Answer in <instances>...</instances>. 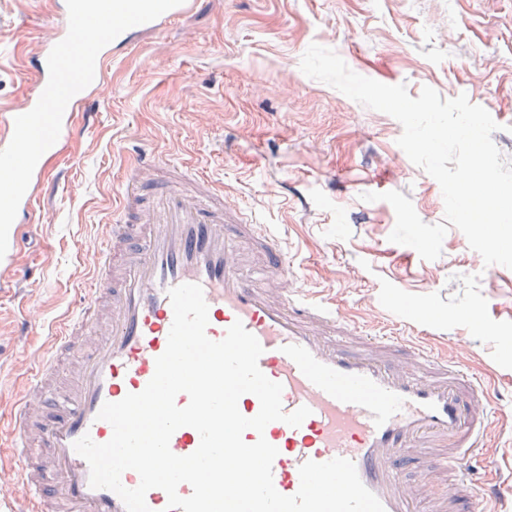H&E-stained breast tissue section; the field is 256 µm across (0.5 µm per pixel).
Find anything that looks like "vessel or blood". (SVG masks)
<instances>
[{
  "instance_id": "1",
  "label": "vessel or blood",
  "mask_w": 512,
  "mask_h": 512,
  "mask_svg": "<svg viewBox=\"0 0 512 512\" xmlns=\"http://www.w3.org/2000/svg\"><path fill=\"white\" fill-rule=\"evenodd\" d=\"M184 0L157 19L120 34L98 54L95 78L68 103L56 143L39 159L0 258V285L22 269V241L35 227L34 202L81 127L86 107L101 98L108 66L130 46L193 12ZM27 66L32 88L0 110V149L17 116L30 111L48 82L47 57L68 32L66 0ZM93 287L79 314L63 320L49 351L9 418L17 468L0 467V491L22 496L23 512H126L107 489L91 488L88 463L73 449L83 435L108 442L112 426L98 419L104 403L141 392L167 347L173 322L170 288L194 283L208 304L206 335L222 340L242 322L263 348L259 368L281 383L282 407L305 406L299 427L282 421L243 439L265 438L278 454L276 490L294 495L306 461L354 462L362 483L385 512H495L503 497L491 475L488 396L477 375L417 342L369 336L325 298L293 285L291 263L265 225L245 219L237 201L211 181L151 155L135 160L121 186L119 211L91 248ZM191 427L176 430L171 451L192 454ZM429 461L417 480L410 467Z\"/></svg>"
}]
</instances>
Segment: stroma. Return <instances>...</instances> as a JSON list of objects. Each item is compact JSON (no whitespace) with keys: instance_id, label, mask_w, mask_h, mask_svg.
Masks as SVG:
<instances>
[{"instance_id":"35a3bbf8","label":"stroma","mask_w":512,"mask_h":512,"mask_svg":"<svg viewBox=\"0 0 512 512\" xmlns=\"http://www.w3.org/2000/svg\"><path fill=\"white\" fill-rule=\"evenodd\" d=\"M53 21L47 0H0L1 106L24 89ZM313 43L414 98L425 86L468 94L500 124L492 138L512 163V0H198L112 67L107 98L38 197L20 293L0 298V416L49 326L90 286L89 247L136 148L223 186L278 236L303 286L359 326L400 336L399 303L432 309L419 339L492 376L489 451L512 512V269L485 265L445 221L441 188L398 146L396 119L301 71ZM22 301L39 322L26 337L15 331Z\"/></svg>"}]
</instances>
